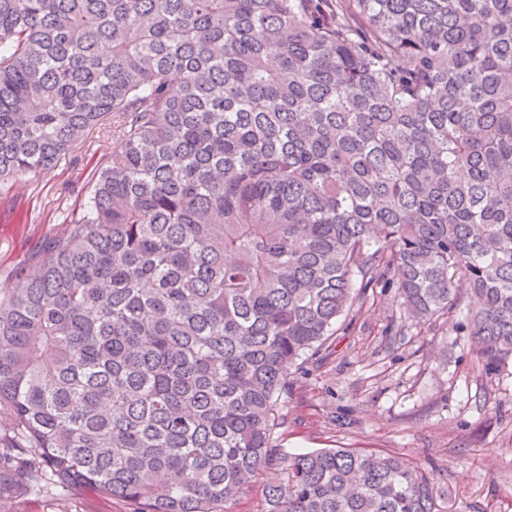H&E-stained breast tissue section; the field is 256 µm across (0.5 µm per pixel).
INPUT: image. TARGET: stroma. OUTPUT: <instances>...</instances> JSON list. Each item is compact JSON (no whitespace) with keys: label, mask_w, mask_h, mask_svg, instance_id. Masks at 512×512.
I'll use <instances>...</instances> for the list:
<instances>
[{"label":"stroma","mask_w":512,"mask_h":512,"mask_svg":"<svg viewBox=\"0 0 512 512\" xmlns=\"http://www.w3.org/2000/svg\"><path fill=\"white\" fill-rule=\"evenodd\" d=\"M106 133L37 179L0 183V289L60 233L62 215L87 196V176L112 155ZM394 289L378 288L339 322L329 351L307 361L277 404V447L291 453L357 448L399 454L423 468L439 512H512V363L485 372L464 328L466 307L431 324L393 326ZM13 512H131L89 492L51 493Z\"/></svg>","instance_id":"stroma-1"}]
</instances>
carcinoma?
<instances>
[{
	"label": "carcinoma",
	"mask_w": 512,
	"mask_h": 512,
	"mask_svg": "<svg viewBox=\"0 0 512 512\" xmlns=\"http://www.w3.org/2000/svg\"><path fill=\"white\" fill-rule=\"evenodd\" d=\"M112 121L87 202L0 295V512H438L401 456L272 444L370 288L477 296L512 358V0H0V181ZM270 472L274 471H262L253 479L249 491L233 507V512H261L263 510L262 489L267 477L271 476ZM14 512H131V506L119 499H106L90 492H75L58 498L52 493L29 496L13 505Z\"/></svg>",
	"instance_id": "carcinoma-1"
}]
</instances>
